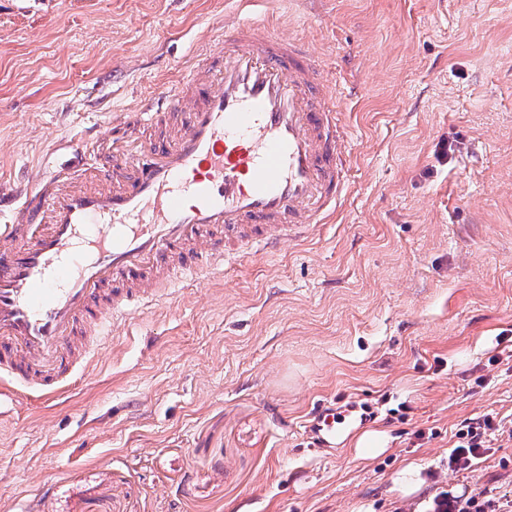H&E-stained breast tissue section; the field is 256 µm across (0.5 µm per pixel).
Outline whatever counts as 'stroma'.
I'll list each match as a JSON object with an SVG mask.
<instances>
[{
  "instance_id": "stroma-1",
  "label": "stroma",
  "mask_w": 512,
  "mask_h": 512,
  "mask_svg": "<svg viewBox=\"0 0 512 512\" xmlns=\"http://www.w3.org/2000/svg\"><path fill=\"white\" fill-rule=\"evenodd\" d=\"M348 125L335 223L96 351L59 399L0 415V512H512V0H263ZM235 0H0V184L105 131L198 62ZM356 404L324 456L322 402ZM467 470L448 456L484 414ZM380 435L363 457L355 441ZM474 421V419H473ZM466 429H459L455 434L459 439V445L453 448L448 456L449 468L457 470H466L471 465V458H478L480 451L487 448V437L498 430L499 423L496 418L487 414L483 419L469 422L464 425ZM499 505L493 499L471 497L466 501L448 498V512H497Z\"/></svg>"
}]
</instances>
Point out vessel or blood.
<instances>
[{
  "label": "vessel or blood",
  "instance_id": "1",
  "mask_svg": "<svg viewBox=\"0 0 512 512\" xmlns=\"http://www.w3.org/2000/svg\"><path fill=\"white\" fill-rule=\"evenodd\" d=\"M204 61L142 111L114 116L77 159L0 188V385L52 398L134 313L170 303L179 275L223 272L331 223L348 195L335 87L269 16L211 36ZM164 126V138L142 141ZM354 406L322 404L313 445L336 447Z\"/></svg>",
  "mask_w": 512,
  "mask_h": 512
}]
</instances>
